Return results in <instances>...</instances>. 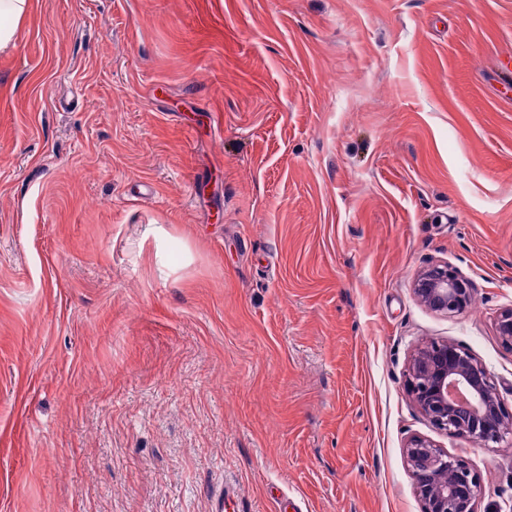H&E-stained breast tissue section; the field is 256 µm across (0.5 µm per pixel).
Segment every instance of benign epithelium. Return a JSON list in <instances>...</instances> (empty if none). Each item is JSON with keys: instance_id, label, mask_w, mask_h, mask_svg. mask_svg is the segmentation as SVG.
I'll return each mask as SVG.
<instances>
[{"instance_id": "1", "label": "benign epithelium", "mask_w": 512, "mask_h": 512, "mask_svg": "<svg viewBox=\"0 0 512 512\" xmlns=\"http://www.w3.org/2000/svg\"><path fill=\"white\" fill-rule=\"evenodd\" d=\"M417 299L430 310L462 312L473 297L471 283L446 264H432L413 281ZM495 328L512 348V307L501 310ZM406 388L419 411L437 429L482 448L512 442V413L503 405L487 369L473 354L449 341L426 343L413 354ZM422 512H478L480 478L468 464L415 437L405 448Z\"/></svg>"}]
</instances>
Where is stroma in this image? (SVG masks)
Returning a JSON list of instances; mask_svg holds the SVG:
<instances>
[{
  "instance_id": "stroma-1",
  "label": "stroma",
  "mask_w": 512,
  "mask_h": 512,
  "mask_svg": "<svg viewBox=\"0 0 512 512\" xmlns=\"http://www.w3.org/2000/svg\"><path fill=\"white\" fill-rule=\"evenodd\" d=\"M146 224L159 244H141ZM472 306L413 293L428 264ZM512 0H30L0 54V512H422L418 345L512 412ZM413 292L423 305L445 315L462 312L473 297L471 283L446 264L421 269L413 281Z\"/></svg>"
}]
</instances>
